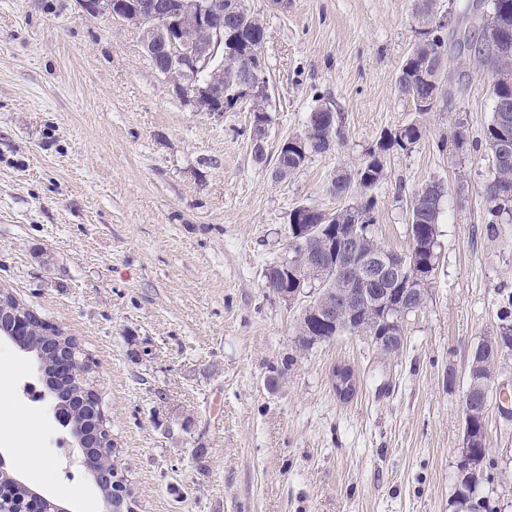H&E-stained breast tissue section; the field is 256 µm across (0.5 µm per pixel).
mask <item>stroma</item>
Masks as SVG:
<instances>
[{
  "mask_svg": "<svg viewBox=\"0 0 512 512\" xmlns=\"http://www.w3.org/2000/svg\"><path fill=\"white\" fill-rule=\"evenodd\" d=\"M247 5L266 27L268 153L318 105L343 123V140L285 181L253 163L247 107L195 111L137 30L79 0H0V288L88 357L135 512H455L470 354L512 291V223L488 232V163L471 147L493 103L453 48L443 71L464 92L440 85L424 113L399 96L413 0ZM412 122L422 138L387 152L370 231L407 252L413 192L445 184L425 307L394 358L362 335L296 349L316 291L286 300L263 276L290 255L291 210H336V174ZM461 130L471 143L460 149ZM0 353L16 367L14 402L39 418L35 452L54 467L37 481L0 443L9 471L69 512H104L36 359L3 337ZM339 367L356 378L348 401ZM487 442L496 467L481 493L512 512V421L494 403Z\"/></svg>",
  "mask_w": 512,
  "mask_h": 512,
  "instance_id": "1",
  "label": "stroma"
}]
</instances>
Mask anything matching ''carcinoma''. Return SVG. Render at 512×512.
<instances>
[{
  "mask_svg": "<svg viewBox=\"0 0 512 512\" xmlns=\"http://www.w3.org/2000/svg\"><path fill=\"white\" fill-rule=\"evenodd\" d=\"M413 17L417 25L419 38L404 60L395 81V88L401 96L412 101L418 112H431L437 106L438 95L434 94V85L425 81L423 75L440 80L444 54L448 44H453L458 52H469L474 56L477 71L485 81L489 97L493 101V117L483 129L482 138L473 142V149L492 150V146L507 144V160L501 155L489 161L491 170L487 171L483 192L489 203L487 228L496 232L497 225L503 223V217L512 219V83L498 81L495 73L507 69L511 61L497 54V36L490 35L486 27L471 23V27L481 33L482 43L470 39L455 37V31L443 27L440 22L436 0H414ZM266 28L262 20L254 13L241 14L237 20L224 26V106L231 110L235 106L233 89L237 74V55L246 49H257L265 38ZM422 127L409 123L395 132L386 133L376 149L367 152L363 162L352 172L336 175L331 181L330 193L344 200L352 184H358L364 191L373 190L384 176V153L397 146L403 150L420 141ZM342 138V125L336 123V113L326 106L312 110L301 135L285 141L278 149L273 174L279 180H286L307 163L314 153L330 150L337 140ZM445 195V186L439 181H430L418 188L412 196L409 224L413 238L409 252L405 255L407 266L404 278L415 282L418 287L428 289L437 263V224L440 203ZM374 198L369 196L355 204H347L334 212L303 206L295 208L296 216L289 219V246L293 264L288 270L277 272L276 276L265 280L267 287L275 292L288 294L300 293L313 281L318 282L320 291H340L350 289L357 279V259L354 255L345 256L342 261L320 249L322 239L330 237V227L339 224H356L358 245L362 253L378 250L379 243L370 232ZM425 249L420 250L417 244ZM505 310L502 311V324L498 330L483 338L484 349L472 353L469 371L472 373L468 384L472 386L471 395L481 397V389L486 387L490 372L499 369L500 362L492 356L494 348L500 346L512 355V292L503 297ZM418 311L414 307L408 310H393L383 313V308L364 310L358 320L344 330L346 334H362L376 342V337L384 335L387 321H405V318ZM30 340L22 348L33 349L34 341L49 337L54 345H73L75 340L47 321L28 323ZM310 336H320L326 340L336 337V327L325 324L313 316L303 315L296 327L294 343L299 349L311 347ZM81 380L73 383L57 375L53 368L54 357L49 355L44 362V371L56 398L65 403L73 412L74 429H84L90 433L91 443L103 442L112 447L109 421L100 418L95 423L87 422V416L81 405L94 399L97 394L85 375L90 365L77 357ZM454 504L457 512H490L489 500L480 494V486H474L466 480H456Z\"/></svg>",
  "mask_w": 512,
  "mask_h": 512,
  "instance_id": "1",
  "label": "carcinoma"
}]
</instances>
